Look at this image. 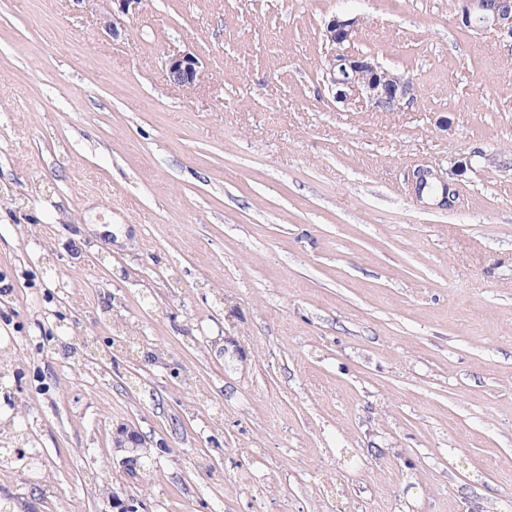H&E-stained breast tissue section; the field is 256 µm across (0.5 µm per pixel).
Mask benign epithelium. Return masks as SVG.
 Wrapping results in <instances>:
<instances>
[{
    "instance_id": "1",
    "label": "benign epithelium",
    "mask_w": 512,
    "mask_h": 512,
    "mask_svg": "<svg viewBox=\"0 0 512 512\" xmlns=\"http://www.w3.org/2000/svg\"><path fill=\"white\" fill-rule=\"evenodd\" d=\"M117 11L102 14L98 25L105 33L114 36L118 32L119 15L136 10L142 0H112ZM459 9L457 24L467 30L482 32L494 30L501 39L512 42V0H457ZM360 19L335 15L324 25L323 40L329 46L321 66L323 86L338 103L347 104L358 98L367 101L382 112L401 110L416 100L412 80L403 74L384 67L370 54L353 49ZM165 69L170 82L178 86H191L201 78L200 63L189 53H176L165 60ZM434 184L441 187V195L425 192V187ZM408 185L417 201L431 199L439 208L457 197L455 183L419 166L408 176ZM113 447L124 452L120 465L125 476H139L140 459L144 455L146 442L138 430L120 427L113 437Z\"/></svg>"
}]
</instances>
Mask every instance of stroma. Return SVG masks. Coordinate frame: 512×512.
I'll return each mask as SVG.
<instances>
[{"label":"stroma","instance_id":"1","mask_svg":"<svg viewBox=\"0 0 512 512\" xmlns=\"http://www.w3.org/2000/svg\"><path fill=\"white\" fill-rule=\"evenodd\" d=\"M111 7L0 0V500L512 512V46L456 0H143L115 37ZM337 14L412 106L332 99ZM165 69L170 82L178 86H191L201 78L200 63L190 53H176L165 60ZM407 180L413 196L419 202H424L425 199H432L437 207L448 208V202L453 205L454 201L452 199L454 200L457 197L455 183L450 180V177L445 179L431 168L419 166L412 171ZM430 184L441 187L442 192L440 196L430 195L424 191L425 187ZM449 195L452 196V199L449 198ZM113 448L125 454L119 463L125 476L131 479L137 478L138 471H140V459L146 454L144 449L148 448L143 436L132 427H120L113 437Z\"/></svg>","mask_w":512,"mask_h":512}]
</instances>
